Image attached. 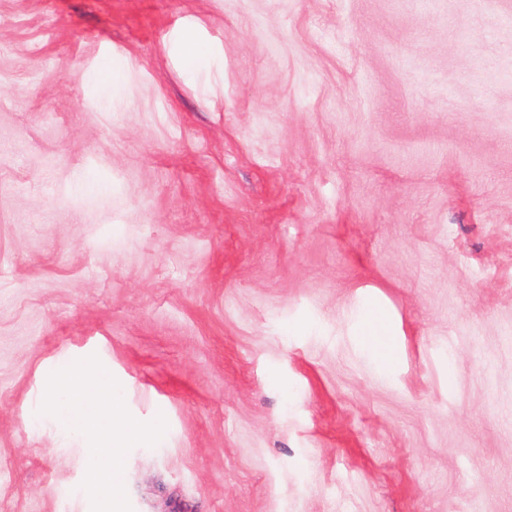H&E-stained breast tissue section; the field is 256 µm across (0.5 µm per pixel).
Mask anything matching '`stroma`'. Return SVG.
<instances>
[{
  "label": "stroma",
  "instance_id": "stroma-1",
  "mask_svg": "<svg viewBox=\"0 0 512 512\" xmlns=\"http://www.w3.org/2000/svg\"><path fill=\"white\" fill-rule=\"evenodd\" d=\"M499 9L0 0V512H512ZM89 361L163 430L100 496Z\"/></svg>",
  "mask_w": 512,
  "mask_h": 512
}]
</instances>
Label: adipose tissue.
Segmentation results:
<instances>
[{"label":"adipose tissue","instance_id":"ef3b65f1","mask_svg":"<svg viewBox=\"0 0 512 512\" xmlns=\"http://www.w3.org/2000/svg\"><path fill=\"white\" fill-rule=\"evenodd\" d=\"M45 408L61 429H79L94 447L87 473L91 485L99 491L109 485L129 443L153 446L161 435L158 425L128 419L111 383L102 381L90 364L78 374L54 372L46 382Z\"/></svg>","mask_w":512,"mask_h":512}]
</instances>
